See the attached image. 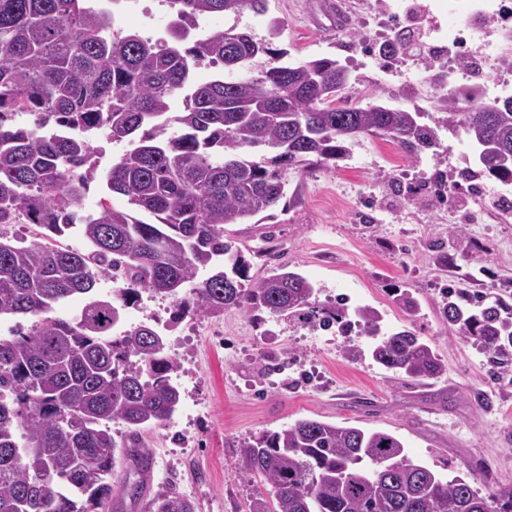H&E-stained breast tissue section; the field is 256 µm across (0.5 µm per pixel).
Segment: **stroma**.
<instances>
[{"label":"stroma","mask_w":512,"mask_h":512,"mask_svg":"<svg viewBox=\"0 0 512 512\" xmlns=\"http://www.w3.org/2000/svg\"><path fill=\"white\" fill-rule=\"evenodd\" d=\"M390 11L410 14L423 43L433 21L451 18L448 0H270L263 15L212 16L214 29L237 26L287 50L290 62L338 61L349 73L339 104L419 110L439 135L438 146L416 160L391 139L360 136L335 166L285 171L279 204L225 225L224 234L241 250L251 280L288 265L314 284L316 303L348 295L354 307L379 313L383 331L407 329L429 342L444 374L420 383L383 368L371 357L372 337L355 328L316 335L309 317L265 311L188 323L174 319L171 299L143 294L126 322L169 318L167 347L180 365L181 390L169 426L142 433L151 463L146 490L171 487L195 501L197 512H249L265 483L240 469L241 445L302 418L388 432L414 463L480 490L512 486V373L493 371L439 311L446 281L478 295L512 289V201L484 223L459 226L411 185L427 174L453 177L472 165L473 151L464 134L440 126L449 84L437 64L406 56L384 71L359 53L360 42L386 39ZM167 16L164 0H142L122 9L118 26L149 37ZM404 290L414 311L396 301ZM214 330L223 331V347L206 344ZM281 359L298 362V370L273 373ZM200 403L207 413L196 414Z\"/></svg>","instance_id":"obj_1"}]
</instances>
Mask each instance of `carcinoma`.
<instances>
[{
  "instance_id": "cac0c4a2",
  "label": "carcinoma",
  "mask_w": 512,
  "mask_h": 512,
  "mask_svg": "<svg viewBox=\"0 0 512 512\" xmlns=\"http://www.w3.org/2000/svg\"><path fill=\"white\" fill-rule=\"evenodd\" d=\"M167 2L178 22L170 39L152 41L115 29L112 13L87 0H0V314L32 320L0 338V512H105L128 494L139 500L143 480L132 492L129 479L149 465L141 429L168 425L181 392L179 365L153 326L113 335L125 309L143 291L171 299L180 316H289L311 305L314 285L285 265L243 283L248 263L224 225L273 208L285 196L284 171L344 159L362 134L388 137L414 157L438 142L421 112L336 105L348 72L333 59L292 64L235 26L233 44L221 29L183 47L196 20L263 15L269 0ZM411 37L397 34L383 54H404ZM203 63L216 73L198 84L193 71ZM234 71L249 76L225 78ZM180 95L184 111H170ZM481 106L469 85L448 90L445 126L478 150V170L465 173L512 178V163L500 161L512 158V99L490 115ZM22 111L31 123L12 119ZM94 130L136 143L104 185L148 218L104 204L79 211L97 180ZM14 224L36 226L41 241L9 234ZM71 229L89 250L53 243ZM106 273L124 285L120 296L96 295ZM75 294L86 296L80 312L54 315ZM440 309L495 371H509L512 305L502 296L465 302L451 285ZM355 316L379 337L375 363L413 380L444 373L413 332L381 334L368 308ZM348 317L337 300L321 309L320 324ZM113 422L127 428L125 438L112 435ZM120 460L132 468L117 473ZM239 461L269 486L249 512H512L511 487L483 494L461 478L443 480L383 431L302 419L244 444ZM146 512H195V503L162 487Z\"/></svg>"
}]
</instances>
